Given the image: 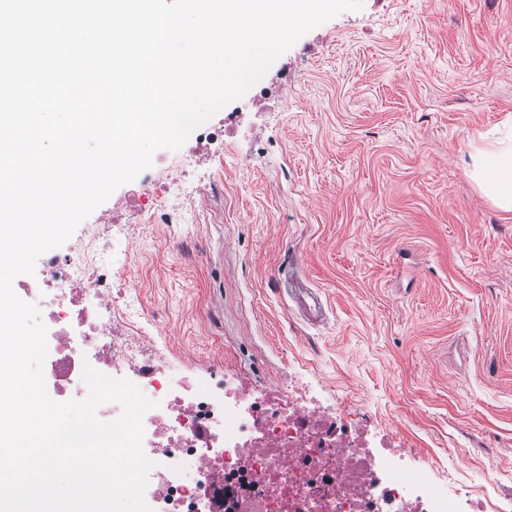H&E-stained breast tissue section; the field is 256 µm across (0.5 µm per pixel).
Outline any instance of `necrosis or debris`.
Here are the masks:
<instances>
[{
  "label": "necrosis or debris",
  "instance_id": "necrosis-or-debris-1",
  "mask_svg": "<svg viewBox=\"0 0 512 512\" xmlns=\"http://www.w3.org/2000/svg\"><path fill=\"white\" fill-rule=\"evenodd\" d=\"M242 117L222 109L193 131L182 167L162 179L143 175L128 196L133 212L163 224L184 202L222 196L209 167L223 160L225 137L241 132ZM88 248L82 239L68 253L45 252L42 279L18 288L47 328L51 399L84 398L88 365L122 375L154 401L142 417V445L155 463L156 512H512L511 498L492 501L485 486L401 464L396 436L372 433L344 401L325 404L292 384L210 386L176 374L147 354L142 337L114 334L108 312L132 324L143 313L112 267L110 246L93 255Z\"/></svg>",
  "mask_w": 512,
  "mask_h": 512
}]
</instances>
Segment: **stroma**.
<instances>
[{
    "instance_id": "obj_1",
    "label": "stroma",
    "mask_w": 512,
    "mask_h": 512,
    "mask_svg": "<svg viewBox=\"0 0 512 512\" xmlns=\"http://www.w3.org/2000/svg\"><path fill=\"white\" fill-rule=\"evenodd\" d=\"M284 98L190 224L115 246L149 351L201 379L298 380L512 494V211L466 173L512 123V0H363L265 75Z\"/></svg>"
}]
</instances>
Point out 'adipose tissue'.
<instances>
[{
    "label": "adipose tissue",
    "mask_w": 512,
    "mask_h": 512,
    "mask_svg": "<svg viewBox=\"0 0 512 512\" xmlns=\"http://www.w3.org/2000/svg\"><path fill=\"white\" fill-rule=\"evenodd\" d=\"M472 175L501 209L512 211V133L472 157Z\"/></svg>",
    "instance_id": "adipose-tissue-1"
}]
</instances>
